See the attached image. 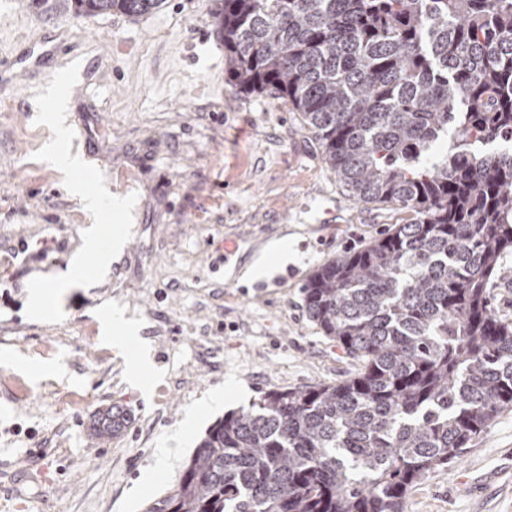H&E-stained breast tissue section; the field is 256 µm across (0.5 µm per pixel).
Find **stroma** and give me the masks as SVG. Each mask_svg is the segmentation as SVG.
Instances as JSON below:
<instances>
[{"mask_svg":"<svg viewBox=\"0 0 512 512\" xmlns=\"http://www.w3.org/2000/svg\"><path fill=\"white\" fill-rule=\"evenodd\" d=\"M214 0H166L154 14L76 15L70 0H0V61L46 35L65 51L0 85V512H144L164 496L209 429L272 388L334 383L358 371L309 320L303 288L322 263L403 223L393 206L354 201L297 113L243 97L224 79ZM79 63L66 122L72 153L97 166L108 191L137 193L133 229L105 280L62 298L63 321L25 314L27 285L66 269L89 218L35 153L52 138L35 97ZM282 241L287 262L263 287L242 273ZM119 307L139 321L154 368L105 332ZM245 392L203 412L186 445L156 467L161 441L227 383ZM130 415L115 438L97 413ZM405 512H512V412L462 457L409 492ZM127 418L128 414L123 406L112 404L99 412L94 431L103 438L115 436L125 427Z\"/></svg>","mask_w":512,"mask_h":512,"instance_id":"35a3bbf8","label":"stroma"}]
</instances>
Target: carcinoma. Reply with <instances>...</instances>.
<instances>
[{
	"label": "carcinoma",
	"mask_w": 512,
	"mask_h": 512,
	"mask_svg": "<svg viewBox=\"0 0 512 512\" xmlns=\"http://www.w3.org/2000/svg\"><path fill=\"white\" fill-rule=\"evenodd\" d=\"M72 4L136 19L163 0ZM215 18L228 82L298 113L356 202L410 218L303 288L360 371L225 416L145 512H404L512 412V321L488 291L512 253V0H220ZM127 418L113 404L94 431Z\"/></svg>",
	"instance_id": "obj_1"
}]
</instances>
